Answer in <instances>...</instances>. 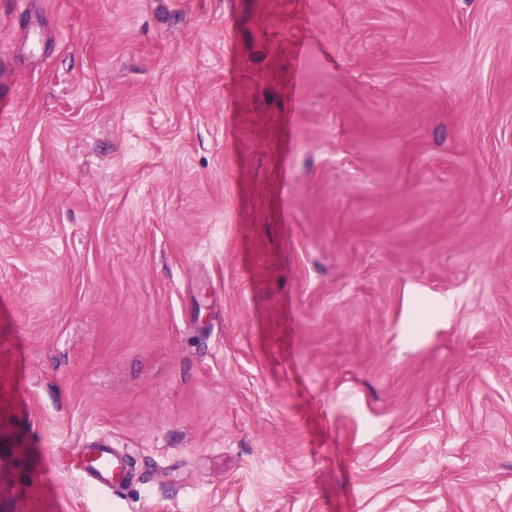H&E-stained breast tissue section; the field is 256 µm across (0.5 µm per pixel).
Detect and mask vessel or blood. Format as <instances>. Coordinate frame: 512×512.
<instances>
[{
    "label": "vessel or blood",
    "instance_id": "obj_1",
    "mask_svg": "<svg viewBox=\"0 0 512 512\" xmlns=\"http://www.w3.org/2000/svg\"><path fill=\"white\" fill-rule=\"evenodd\" d=\"M77 468L85 485L105 492H118L135 478L129 455L104 443L81 449Z\"/></svg>",
    "mask_w": 512,
    "mask_h": 512
}]
</instances>
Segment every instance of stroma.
I'll return each mask as SVG.
<instances>
[{
  "label": "stroma",
  "mask_w": 512,
  "mask_h": 512,
  "mask_svg": "<svg viewBox=\"0 0 512 512\" xmlns=\"http://www.w3.org/2000/svg\"><path fill=\"white\" fill-rule=\"evenodd\" d=\"M3 80L0 512H512V0H0ZM76 468L85 485L113 494L135 478L130 456L105 443L80 448Z\"/></svg>",
  "instance_id": "stroma-1"
}]
</instances>
